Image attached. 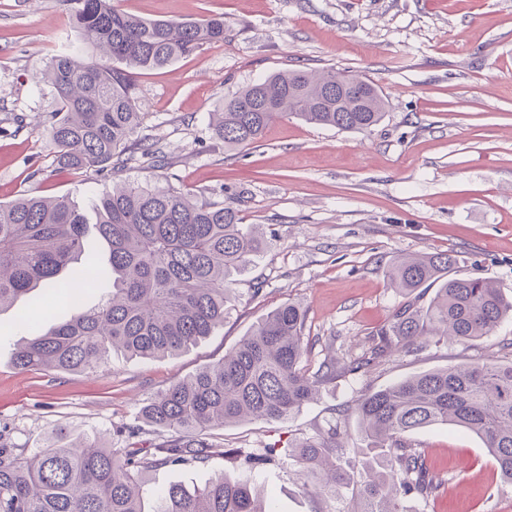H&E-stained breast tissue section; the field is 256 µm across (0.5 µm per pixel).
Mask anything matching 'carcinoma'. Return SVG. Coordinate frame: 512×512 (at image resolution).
Segmentation results:
<instances>
[{
    "instance_id": "cac0c4a2",
    "label": "carcinoma",
    "mask_w": 512,
    "mask_h": 512,
    "mask_svg": "<svg viewBox=\"0 0 512 512\" xmlns=\"http://www.w3.org/2000/svg\"><path fill=\"white\" fill-rule=\"evenodd\" d=\"M82 39V48L56 56L41 75L56 101L48 129L58 164L90 178L122 164L131 136L146 113L138 108L136 75L163 68L205 44L224 40V16L201 21L145 20L112 0H59ZM388 101L369 80L334 68L287 70L224 99L213 113V136L230 148L256 143L273 122L293 116L345 132L381 122ZM95 222L66 197L25 196L0 205V308L39 285L64 302L112 280L97 306L43 331L30 330L14 352L20 369L94 372L114 348L130 356H174L224 323L233 278L256 264L267 240L256 224H243L231 206L198 201L177 188L120 184L92 205ZM94 234L109 246L107 263L86 257ZM447 254L399 257L390 266L393 287L405 296L436 287L425 306L408 303L377 332L371 355L343 366L363 371L392 350L426 346L432 336L470 341L490 335L512 316V299L492 280L450 274ZM305 312L285 302L266 315L224 357L159 392L141 415L161 439L118 453L94 435L32 454L0 444V512H144L143 475L150 468L206 466L231 454L249 468L269 464L271 447L244 453L222 449L212 432L253 420L283 421L313 401L336 378V361L312 372L304 343ZM343 414L354 415L379 462L341 466L347 448L337 428L305 438L289 457L303 476L317 479L320 495L336 497L357 480L355 512H401L400 498L435 495L441 482L407 436L434 425L474 433L500 476L512 483V359L448 366L419 373L359 396ZM153 512H275L272 502L224 471L201 488L172 484L156 492Z\"/></svg>"
}]
</instances>
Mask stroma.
I'll list each match as a JSON object with an SVG mask.
<instances>
[{
  "label": "stroma",
  "instance_id": "1",
  "mask_svg": "<svg viewBox=\"0 0 512 512\" xmlns=\"http://www.w3.org/2000/svg\"><path fill=\"white\" fill-rule=\"evenodd\" d=\"M150 19L224 17L223 42L141 72L147 119L136 140L164 164L137 157L89 180L54 162L47 129L55 101L40 76L81 40L58 0H0V203L65 196L82 212L113 183L173 186L238 210L269 245L232 284L224 324L197 345L155 360L124 353L93 374L21 370L13 353L37 311L39 288L0 311V441L34 449L64 427L128 447L118 428L171 384L221 359L262 317L287 301L306 310L308 364L369 354L376 331L405 303L385 276L402 254H447L460 277L494 281L512 296V0H114ZM336 68L372 81L388 99L384 120L341 132L287 117L259 142L235 149L213 138L211 112L240 88L289 69ZM512 355V320L487 337L432 341L356 374L337 372L319 398L285 422L251 421L218 431L227 448L275 446L276 463L254 470L217 456L206 467L147 472L146 512L156 490L201 485L220 471L247 481L276 512H350L352 487L336 498L306 489L288 458L296 439L339 428L348 458L366 445L354 398L406 377ZM442 486L400 501L402 512H512L481 440L435 425L408 437Z\"/></svg>",
  "mask_w": 512,
  "mask_h": 512
}]
</instances>
